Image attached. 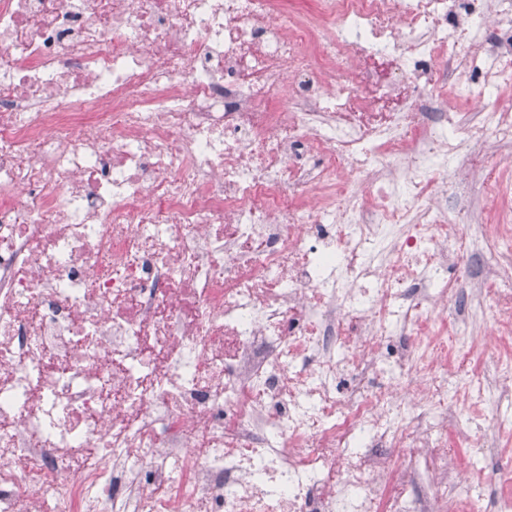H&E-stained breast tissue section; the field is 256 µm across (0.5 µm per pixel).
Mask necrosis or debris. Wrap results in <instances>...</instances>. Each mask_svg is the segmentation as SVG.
<instances>
[{
	"label": "necrosis or debris",
	"instance_id": "1",
	"mask_svg": "<svg viewBox=\"0 0 512 512\" xmlns=\"http://www.w3.org/2000/svg\"><path fill=\"white\" fill-rule=\"evenodd\" d=\"M509 85L512 0H0V512H512Z\"/></svg>",
	"mask_w": 512,
	"mask_h": 512
}]
</instances>
